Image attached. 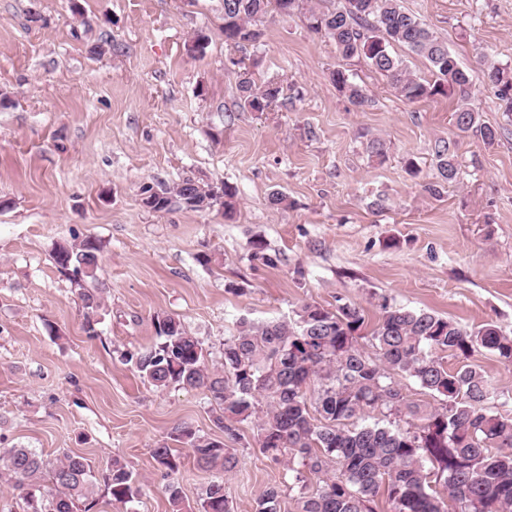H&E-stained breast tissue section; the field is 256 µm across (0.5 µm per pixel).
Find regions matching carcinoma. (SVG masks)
<instances>
[{"label":"carcinoma","instance_id":"carcinoma-1","mask_svg":"<svg viewBox=\"0 0 512 512\" xmlns=\"http://www.w3.org/2000/svg\"><path fill=\"white\" fill-rule=\"evenodd\" d=\"M272 4L288 17L301 15L308 30L328 38L341 58L364 59L409 102L458 96L454 123L459 132L488 146L502 135L468 103L470 73L400 0H343L326 9L311 0H224L225 43H259L257 22ZM396 45L428 61L435 79L413 77L393 52ZM483 77L497 89L504 111L512 112V67L486 60ZM332 81L357 105L368 103L365 90L346 71H333ZM237 91L249 112L268 111L284 93L277 79L256 85L248 70L239 74ZM432 154L435 182L428 189L435 192L459 177L458 141L437 139ZM200 185L207 183L187 179L162 189V201L180 202ZM237 198V188L226 183L224 200H212L207 208L220 206L231 218ZM101 250L88 237L59 244L52 253L58 271L77 286L85 309L83 329L91 337L97 335L105 292L97 275ZM154 324L157 340L121 351V360L157 389L177 385L207 392L218 407L214 425L230 440L238 439L236 424L253 422L261 453L287 462L288 488H298L294 512H378L382 500L390 512H512V418L484 407L494 393L489 376L467 364L452 369L439 357L448 352L467 359L485 350L512 366V337L496 325L469 329L434 312L385 303L368 330L363 310L354 303L334 310L305 303L292 324L241 319L224 339L222 363L211 367L202 342L180 318L158 315ZM398 376L415 381L443 405L409 401ZM374 411L394 421L367 422ZM171 437L189 446L200 470L213 473L200 490L197 512H234L224 476L239 464L236 449L197 434L186 423L174 426ZM152 458L166 477L180 469V456L166 443L152 449ZM2 478L25 491L24 512L93 508V471L78 453L51 461L29 448H6L0 452ZM104 484L118 502L142 490L116 459ZM163 492L172 512H183L179 483L167 482ZM283 495L279 485L266 487L255 512H282Z\"/></svg>","mask_w":512,"mask_h":512}]
</instances>
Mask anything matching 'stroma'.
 Instances as JSON below:
<instances>
[{
  "instance_id": "obj_1",
  "label": "stroma",
  "mask_w": 512,
  "mask_h": 512,
  "mask_svg": "<svg viewBox=\"0 0 512 512\" xmlns=\"http://www.w3.org/2000/svg\"><path fill=\"white\" fill-rule=\"evenodd\" d=\"M400 4L470 72L471 106L502 129L494 145L457 135L454 97L402 99L297 16L268 14L259 47L240 50L224 41V0H0V448L76 452L98 475L119 459L142 493L120 503L97 484L92 512H171L152 448L180 423L219 431L206 392L156 389L119 361L154 340L155 315L180 317L213 364L239 319L292 322L306 302H352L371 322L386 302L512 336V117L479 62L512 66V0ZM198 32L208 44L192 57ZM242 67L280 80L294 104L242 109ZM339 68L367 105L337 90ZM452 135L460 175L434 197L431 147ZM376 137L381 164L364 151ZM186 178L234 185L235 218L143 207L144 186ZM276 191L289 206L270 204ZM87 237L103 246L106 288L93 338L51 258ZM468 363L493 380L492 410L512 417V370L483 350ZM238 432L224 487L235 512H254L285 470L252 423Z\"/></svg>"
}]
</instances>
